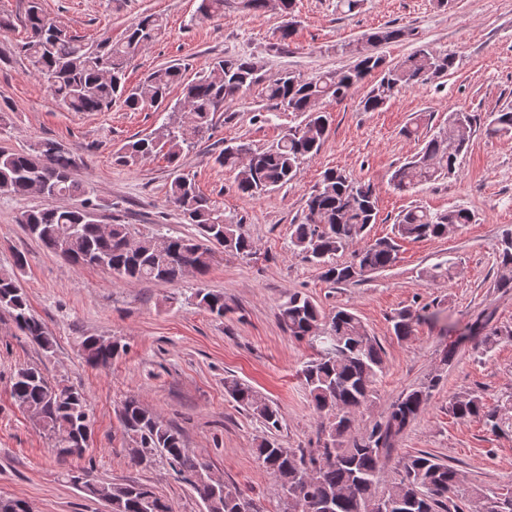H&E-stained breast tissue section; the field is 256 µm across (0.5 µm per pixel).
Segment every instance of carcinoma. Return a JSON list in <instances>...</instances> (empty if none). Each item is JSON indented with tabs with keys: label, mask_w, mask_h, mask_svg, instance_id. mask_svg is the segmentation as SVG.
Wrapping results in <instances>:
<instances>
[{
	"label": "carcinoma",
	"mask_w": 512,
	"mask_h": 512,
	"mask_svg": "<svg viewBox=\"0 0 512 512\" xmlns=\"http://www.w3.org/2000/svg\"><path fill=\"white\" fill-rule=\"evenodd\" d=\"M269 6L270 0H199L198 12L205 17H225L233 9L261 14ZM278 6L288 17L279 28L282 48L295 33L294 0H278ZM26 22L28 36L21 51L52 97L69 110L105 112L120 100L133 112L162 106L167 112L188 114L186 123L170 118L156 136L124 145L116 157L121 165H133L161 152L175 159L192 147L196 138L213 129L216 113L256 86L267 100L305 116L303 124L288 130L269 149L227 144L219 153L216 162L235 172L239 191L252 198L292 182L304 161L318 154L329 128L328 117L320 109L324 101L344 99L368 74L377 71L379 84L361 101L364 111L374 112L394 93L448 73L455 62L451 53L420 47L397 64L385 65L372 48L403 36L402 30L385 25L363 35L353 47L356 64L340 74L304 78L285 71L268 80L262 66L252 58L231 57L213 62L209 70L190 81L185 80L181 66L173 63L151 70L143 81L131 86L126 79L128 65L162 34L165 24L161 16H143L128 28L123 40L97 45L58 25L44 13L40 0H28ZM176 86L182 87V95L170 107L166 102ZM485 124L490 134L512 136V107L489 113ZM476 127V115L448 113L447 124L392 172L394 188L407 192L454 175ZM74 166L72 154L50 140L28 151L0 150L1 193L26 195L33 192L35 183L43 182L48 185V196L72 200L64 206L26 211L20 223L45 247L76 265L106 269L117 279L173 282L189 266L205 275L219 253L239 258L252 254V243L242 225L226 219L224 211L182 174L170 182L168 201L196 233L144 234L128 224H112L106 231L99 221L92 189L71 178ZM377 213V198L370 183L328 169L306 201L303 221L292 225L291 243L302 258L323 269L326 280L334 284L359 281L390 267L397 258L395 245L378 239L355 252L351 261L336 262V255L376 222ZM472 221V213L465 208L433 214L416 206L400 216L397 233L405 240L441 239L448 235V228ZM498 259L503 270L500 286L512 288L511 235L501 240ZM25 264V255L18 253L15 270L0 271V309L10 314L16 328L44 353H52L56 340L32 313L16 274ZM195 299L197 306L217 318L228 311L222 292L199 288ZM279 322L290 337L306 340L315 348V357L305 363L302 376L316 410L331 416L316 448H285L273 438L263 439L255 448L262 466L278 482L288 512H450L448 501L459 490L458 473L433 455L422 452L407 458L398 481L387 486L382 475L383 455L423 411L437 381L432 379L427 386L403 394L391 405L384 421L355 435L354 414L368 402L383 369L381 346L354 312L338 308L327 315L299 292L280 305ZM393 329L399 337L411 335V313H398ZM79 349L91 367L106 366L124 351L119 343L109 345L104 338L92 335L80 337ZM224 390L269 429L279 428L277 407L251 386L227 377ZM10 392L19 405L41 413L42 428L54 439L58 458L84 455V447L74 441L90 432L92 422L91 404L83 390L53 384L40 367L27 365L13 375ZM448 413L459 420L481 421L493 431L512 428V401L490 408L481 395L472 393L451 402ZM118 418L136 446L130 456L132 464L140 466L157 457L166 461L206 512H250L249 503L237 491L208 476L209 466L186 447L180 430L160 414L127 397L121 401ZM80 472L87 479L79 489L112 504V512H171L148 485L92 479V470L85 467Z\"/></svg>",
	"instance_id": "carcinoma-1"
}]
</instances>
